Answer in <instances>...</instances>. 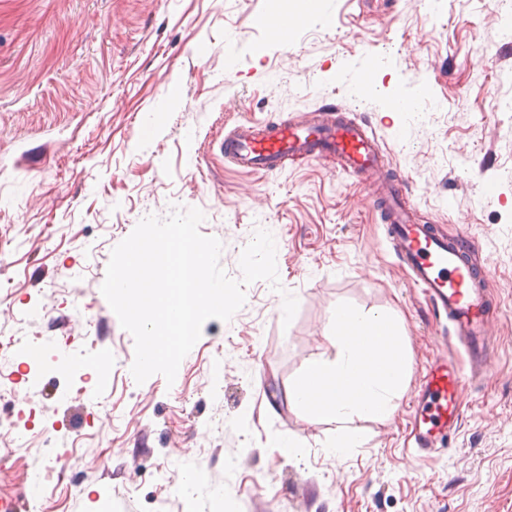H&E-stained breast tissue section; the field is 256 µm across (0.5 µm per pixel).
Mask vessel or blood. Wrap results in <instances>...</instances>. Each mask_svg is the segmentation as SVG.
I'll return each mask as SVG.
<instances>
[{
    "instance_id": "vessel-or-blood-1",
    "label": "vessel or blood",
    "mask_w": 512,
    "mask_h": 512,
    "mask_svg": "<svg viewBox=\"0 0 512 512\" xmlns=\"http://www.w3.org/2000/svg\"><path fill=\"white\" fill-rule=\"evenodd\" d=\"M332 153L347 172L358 178L375 174L381 145L364 125L351 121L308 125L239 126L224 140V155L235 166L273 172L295 155ZM386 217L388 239L404 265L412 287L444 314L465 348L472 372L489 370V321L492 304L489 268L477 265L473 247L438 234L430 225L416 223L403 203L405 188L382 180L374 189ZM466 381L448 360L432 362L416 397L414 437L422 452H433L439 439L455 432L461 423V403Z\"/></svg>"
}]
</instances>
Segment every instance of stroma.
<instances>
[{
    "instance_id": "obj_1",
    "label": "stroma",
    "mask_w": 512,
    "mask_h": 512,
    "mask_svg": "<svg viewBox=\"0 0 512 512\" xmlns=\"http://www.w3.org/2000/svg\"><path fill=\"white\" fill-rule=\"evenodd\" d=\"M276 0H0V406L33 422L9 465L21 512H512V10L500 0H308L287 41ZM370 76L362 96L355 87ZM419 99L392 112V97ZM159 120L143 132L147 113ZM369 122L378 172L417 223L471 241L493 274L494 359L470 380L445 449L417 458L419 379L467 357L387 239L367 184L339 157L244 172V124ZM239 257L257 228L298 300L269 283L206 320L174 383H136L134 339L101 292L113 248L173 207ZM397 319L411 376L350 454L329 419L288 400L331 354L337 304ZM295 439L297 454L279 443Z\"/></svg>"
}]
</instances>
